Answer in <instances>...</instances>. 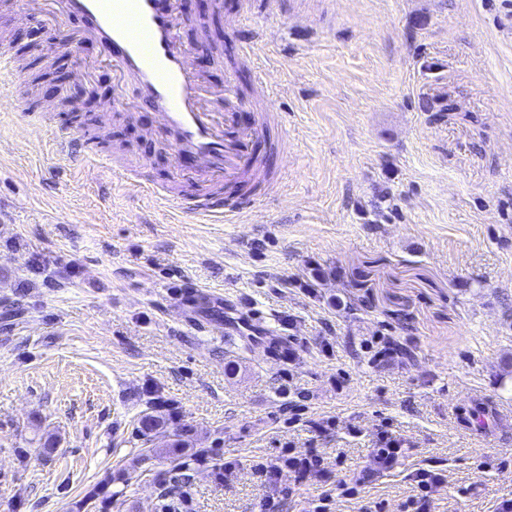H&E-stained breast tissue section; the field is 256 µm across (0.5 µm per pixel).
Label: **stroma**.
<instances>
[{
	"label": "stroma",
	"instance_id": "1",
	"mask_svg": "<svg viewBox=\"0 0 512 512\" xmlns=\"http://www.w3.org/2000/svg\"><path fill=\"white\" fill-rule=\"evenodd\" d=\"M237 22L256 38L243 87L261 72L287 119L260 142L281 183L247 222L203 224L113 174L197 191L105 48L48 52L0 8V512H160L177 460L138 436L150 409L191 431L188 512H260L253 467L288 449L330 477L283 473L281 512L326 494L402 512L431 461L448 483L426 512H494L512 498V428L484 408L512 411V0L196 5L184 41L224 30L215 83L239 68ZM116 106L100 164L52 157L53 132L97 135ZM384 431L405 456L342 496Z\"/></svg>",
	"mask_w": 512,
	"mask_h": 512
}]
</instances>
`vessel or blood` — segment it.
<instances>
[{
	"instance_id": "vessel-or-blood-1",
	"label": "vessel or blood",
	"mask_w": 512,
	"mask_h": 512,
	"mask_svg": "<svg viewBox=\"0 0 512 512\" xmlns=\"http://www.w3.org/2000/svg\"><path fill=\"white\" fill-rule=\"evenodd\" d=\"M16 10L52 24L70 15L90 18L88 36L111 42L113 68L136 80L143 100L157 114L158 134L170 136L179 167L203 189L192 199L155 190L166 208L201 223H232L277 193L279 180L266 176L253 151L265 131L266 114L250 126L238 119L240 111L265 103L266 93L243 96L231 72L223 91L205 84L180 36L185 19L178 0H18ZM52 152L73 170L97 160L94 143L77 149L61 134L55 135ZM243 181L251 185L247 192L216 196V189Z\"/></svg>"
}]
</instances>
